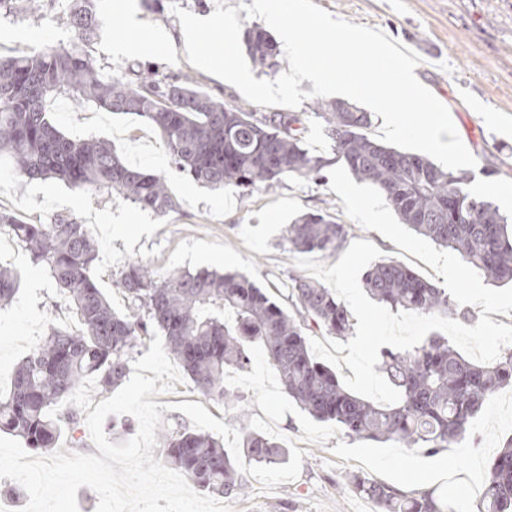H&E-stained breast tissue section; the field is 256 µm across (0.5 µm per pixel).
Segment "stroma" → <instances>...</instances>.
Masks as SVG:
<instances>
[{
	"instance_id": "1",
	"label": "stroma",
	"mask_w": 512,
	"mask_h": 512,
	"mask_svg": "<svg viewBox=\"0 0 512 512\" xmlns=\"http://www.w3.org/2000/svg\"><path fill=\"white\" fill-rule=\"evenodd\" d=\"M313 2L334 17L378 29L415 51L423 60L418 80L447 106L461 140L477 159L472 190L482 196L487 186L496 185L512 192V0ZM175 3L199 17L211 15L216 6V0H96L101 20L92 45L96 65L106 74L131 68L151 69L162 78L188 74L215 100L243 102L235 88L188 62L181 24L171 10ZM67 9V0H56L34 14H1L0 55L28 53L49 42L69 44L74 34L66 22ZM157 30L170 33L171 40L154 54H142L128 43L131 33ZM47 111L68 137L106 141L128 163L163 174L179 200L177 210L158 217L114 192L78 191L56 179L25 182L8 158L0 159V210L30 224H48L65 215L88 225L99 250L95 276L118 312L126 311L128 301L112 280L130 259L162 275L174 269L239 271L285 301L292 277L302 273L296 253L283 239L285 225L326 206L337 213L344 210L326 181L290 179L247 197L234 188L217 191L194 183L170 168L157 130L138 115L80 106L65 94L51 97ZM354 237L371 241L383 257L402 262L433 284H443L429 265L379 232L359 227ZM0 262L25 272L14 302L0 309L4 391L16 366L49 327L74 331L79 323L45 270L29 263L6 226H0ZM224 383L248 409L253 427L304 453L298 478L273 491H262L255 478L246 477L243 492L226 499L231 512H374L370 501L344 485L347 474L432 494L444 512H457L459 500L478 504L490 460L512 437L511 386L497 394L464 439L432 455L392 441L351 438L336 424L311 418L282 394L276 370L261 355H254L246 370L228 371ZM156 401L169 404L162 417L173 429L191 424L174 409L181 402L203 403L223 422L232 412L231 406L203 399L187 378ZM442 459L448 462L444 476L422 483L407 475L410 466L425 470Z\"/></svg>"
}]
</instances>
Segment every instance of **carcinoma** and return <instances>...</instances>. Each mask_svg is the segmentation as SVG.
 Masks as SVG:
<instances>
[{
  "label": "carcinoma",
  "mask_w": 512,
  "mask_h": 512,
  "mask_svg": "<svg viewBox=\"0 0 512 512\" xmlns=\"http://www.w3.org/2000/svg\"><path fill=\"white\" fill-rule=\"evenodd\" d=\"M44 0H0V10L31 13ZM67 46L47 44L21 56H0V156L29 181L58 178L76 190L116 191L143 211L164 217L179 207L166 177L123 161L97 139H72L51 122L46 101L67 94L82 105L147 118L159 132L171 166L212 189L275 188L287 179L315 180L326 166L304 145V113L255 112L212 99L189 76L167 83L150 71L131 80L105 75L90 46L99 18L94 0H70ZM253 63L273 70L280 64L277 42L261 27L245 31ZM313 114L333 142L334 163L376 187L400 223L446 248L494 284L512 283L509 217L489 199L474 195L470 175L446 169L426 156L383 144L370 135L372 115L346 102L316 101ZM18 246L42 267L65 295L79 322L76 331L51 329L15 369L10 391L0 394V431L23 440L37 453L55 447L64 430H74L75 410L53 412L62 400L76 403L88 380L107 391L130 373L140 348L159 334L171 356L208 399L229 404L224 385L229 368L245 369L260 348L277 370L283 391L310 416L333 422L348 436L437 453L464 435L472 420L501 389L512 384V348L489 364L466 360L439 334L408 350L382 351L377 365L401 394L395 404L361 398L311 354L309 332L345 337L352 329L346 303L330 289L294 277L284 309L265 289L238 272L206 269L160 276L129 260L113 284L127 294L128 313L112 309L94 270L98 247L85 224L57 217L52 224H26L0 211ZM349 232L337 213L297 216L287 225L288 249L331 255ZM20 273L0 265V308L10 305ZM372 299L393 310L450 316L455 309L445 289L393 259L364 274ZM240 448L248 463L277 466L288 449L253 428L245 408L236 407ZM165 461L202 491L235 495L243 477L224 445L210 434L162 427ZM346 487L371 500L375 512H442L429 494H416L359 475ZM479 512H512V438L487 470Z\"/></svg>",
  "instance_id": "1"
}]
</instances>
